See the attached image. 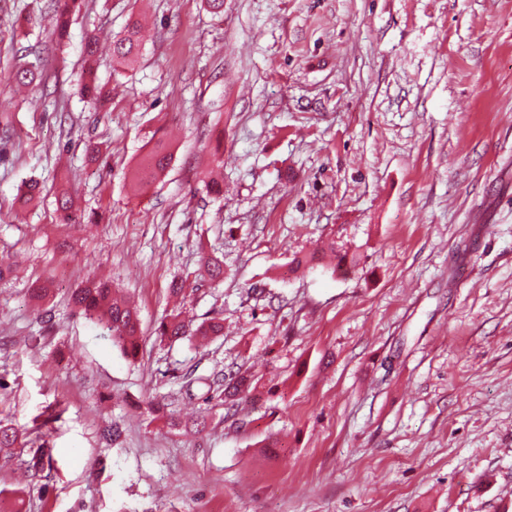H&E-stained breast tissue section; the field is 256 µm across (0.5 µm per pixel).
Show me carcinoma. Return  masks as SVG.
Returning a JSON list of instances; mask_svg holds the SVG:
<instances>
[{"label":"carcinoma","mask_w":512,"mask_h":512,"mask_svg":"<svg viewBox=\"0 0 512 512\" xmlns=\"http://www.w3.org/2000/svg\"><path fill=\"white\" fill-rule=\"evenodd\" d=\"M56 25L54 34L58 41H63L69 34L72 15L80 8L81 0H54ZM140 26L133 22L128 25L124 34L115 42L114 56L118 63L126 65L135 61L141 53ZM85 76L81 86V94L94 107L101 108L108 101L106 93L98 84L95 77L97 41L90 37L84 45ZM11 79L22 85L37 80V75L27 64L16 62L11 73ZM170 155L162 148H156L151 154L148 171L139 173L137 184L143 185L147 179L162 173L169 165ZM57 212L65 223L80 221L81 215L74 207L71 194L61 189L56 195ZM336 256L333 271L348 272L356 267L357 257H346L336 250V242L330 241L322 248ZM205 272L212 283L224 280V262L216 257L204 260ZM72 306L78 313L91 320H97L110 332L113 343L128 358H135L139 342V315L137 310L127 301L112 294L110 285L103 281L92 279L80 288L75 289L70 297ZM224 335V320L213 317L200 324L187 318L181 311H173L165 315L156 328V336L162 342H176L186 338H198L202 341ZM256 390V384L251 376L236 372L230 378L217 381L215 396L226 402H235L249 396ZM21 429L12 425L0 424V451L22 446ZM51 461L49 448H37L28 461L29 471L38 474L44 470L45 462Z\"/></svg>","instance_id":"carcinoma-1"}]
</instances>
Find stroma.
Here are the masks:
<instances>
[{
  "label": "stroma",
  "mask_w": 512,
  "mask_h": 512,
  "mask_svg": "<svg viewBox=\"0 0 512 512\" xmlns=\"http://www.w3.org/2000/svg\"><path fill=\"white\" fill-rule=\"evenodd\" d=\"M51 14L0 0V420L28 440L0 453V512H512V0H83L61 44ZM20 55L45 84L17 91ZM159 145L169 167L134 188ZM330 240L355 270L294 269ZM91 276L137 308L136 358L71 310ZM176 278L188 317L224 321L207 346L154 334ZM237 371L256 391L211 400ZM140 26L137 22L128 25L124 34L115 42L114 56L118 63L127 65L135 61L141 53ZM85 76L81 86V94L94 107H104L108 101L106 93L98 84L95 77V64L97 54V41L89 37L84 45Z\"/></svg>",
  "instance_id": "stroma-1"
}]
</instances>
